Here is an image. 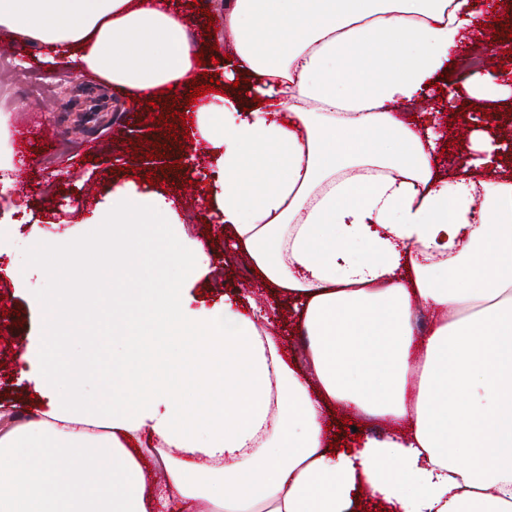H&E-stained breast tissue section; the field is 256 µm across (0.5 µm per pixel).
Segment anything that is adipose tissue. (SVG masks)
<instances>
[{"label":"adipose tissue","instance_id":"ef3b65f1","mask_svg":"<svg viewBox=\"0 0 512 512\" xmlns=\"http://www.w3.org/2000/svg\"><path fill=\"white\" fill-rule=\"evenodd\" d=\"M487 12L477 0H231L233 39L190 102L200 48L175 0H0V31L68 58L130 107L178 100L209 146V207L309 339L288 362L270 319L194 308L206 245L159 193L114 186L79 237L0 229L1 272L33 270L42 339L21 373L42 408H0V512H512V176L440 174L406 121ZM432 317L420 333L415 313ZM143 336L87 397L65 337ZM391 432L334 452L330 407ZM153 448L165 472L148 485Z\"/></svg>","mask_w":512,"mask_h":512}]
</instances>
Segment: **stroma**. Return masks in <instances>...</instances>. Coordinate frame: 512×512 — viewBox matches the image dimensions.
I'll return each mask as SVG.
<instances>
[{
    "instance_id": "stroma-1",
    "label": "stroma",
    "mask_w": 512,
    "mask_h": 512,
    "mask_svg": "<svg viewBox=\"0 0 512 512\" xmlns=\"http://www.w3.org/2000/svg\"><path fill=\"white\" fill-rule=\"evenodd\" d=\"M8 51L13 65L0 70V110L11 115L14 167L0 170V224L15 225L18 253H25L27 237L41 233L70 236L90 219L98 204L112 198L113 182L152 178L158 192L173 201L189 240H210L214 270L189 286L197 305L209 306L222 298H251L267 306L269 291L253 274L247 258L234 247L223 225L200 200L201 183H214L215 170L201 143H186L178 115L147 121L145 113L132 112L121 95L62 63L44 61L38 47L23 45L0 33V51ZM448 79L440 88L460 86L464 73L490 74L505 66L512 80V55L489 54L480 40L470 39L451 57ZM42 76L50 97L29 94L26 79ZM474 111L489 110L498 120L494 138L504 144L502 158L512 167V98L493 100L468 94ZM472 110V111H473ZM413 114L432 112L436 130L447 147L439 154L444 172L459 159L476 158L471 133L485 124L468 112L452 116L444 101L427 95L413 107ZM44 314L28 290L14 286L0 274V405L30 403L31 390L20 375L18 355L42 332ZM127 343L126 337L106 335L99 354L78 370L86 395H100L102 383L112 376V355Z\"/></svg>"
}]
</instances>
